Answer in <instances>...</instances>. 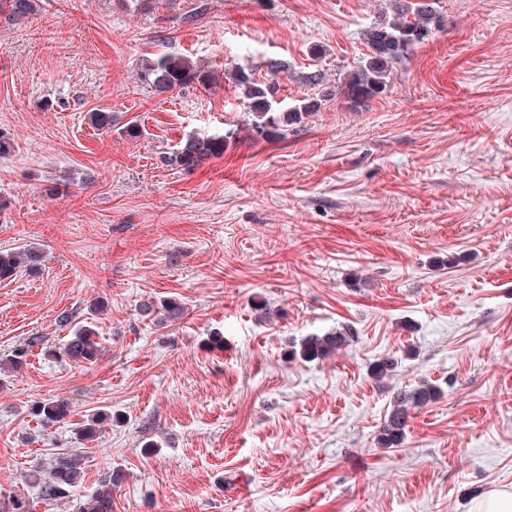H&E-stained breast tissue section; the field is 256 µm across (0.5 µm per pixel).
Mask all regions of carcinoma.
<instances>
[{
  "label": "carcinoma",
  "mask_w": 512,
  "mask_h": 512,
  "mask_svg": "<svg viewBox=\"0 0 512 512\" xmlns=\"http://www.w3.org/2000/svg\"><path fill=\"white\" fill-rule=\"evenodd\" d=\"M393 17L374 24L366 31L368 53L360 65L345 77V94L355 103H360L388 90V78L394 63L402 60L408 51L422 42L430 33V25L436 10L433 0H388ZM37 11V0H0V14L10 21L28 18ZM144 78L154 89L165 93L184 87L194 81L207 84L209 75L195 69L189 60L173 54H159L144 69ZM243 93L245 108L251 117L250 127L258 135L278 139L287 135L288 127L298 124L312 112L317 111L318 101L303 100L292 109L283 112L276 101V86L272 82L258 81L242 69L231 74ZM224 151V137L189 135L182 140L164 161L172 168L190 169L204 160ZM42 265V252L34 247L23 250H0V280L12 277L21 268L36 273ZM141 312L147 317L160 315L159 324L175 323L185 314L184 305L176 299H166L161 307L143 303ZM354 333L349 328L328 332L322 336L304 339L293 356L304 362L321 360L349 345ZM101 352L92 325L79 324L71 329V336L61 350H47V355L69 360L79 366L95 363ZM395 361L389 357L376 361L370 367V377L381 382L390 375ZM440 389L422 383L410 390L400 391L393 400L391 410L381 425L377 442L383 448H394L402 444L410 411L433 402ZM71 403L65 398L46 399L33 404V414L42 421L53 424L66 420ZM112 420L109 413L96 412L75 428L83 441H92ZM83 457L76 451L53 454L50 459L37 466L31 479L39 487V494L47 501H71L77 496ZM120 475L112 469L103 472L97 489L92 495L75 501V512H112V487L119 483Z\"/></svg>",
  "instance_id": "1"
}]
</instances>
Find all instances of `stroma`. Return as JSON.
<instances>
[{
    "label": "stroma",
    "instance_id": "stroma-1",
    "mask_svg": "<svg viewBox=\"0 0 512 512\" xmlns=\"http://www.w3.org/2000/svg\"><path fill=\"white\" fill-rule=\"evenodd\" d=\"M385 7L40 0L0 22V132L16 147L0 158V250L43 253L39 273L0 280V496L72 512L23 479L67 450L83 457L78 494L120 471L112 512H469L512 488V0H437L389 90L356 104L343 78ZM161 52L214 83L156 93L141 70ZM238 68L318 112L257 136ZM97 110L111 131L89 124ZM194 133L226 135L223 154L165 166ZM169 298L183 319L141 316ZM64 313L97 329L93 365L45 357L69 336ZM342 327L355 338L334 355L292 358ZM385 357L396 368L378 386ZM423 381L439 399L380 447L394 396ZM54 397L71 412L46 426L31 407ZM97 411L111 424L77 439Z\"/></svg>",
    "mask_w": 512,
    "mask_h": 512
}]
</instances>
